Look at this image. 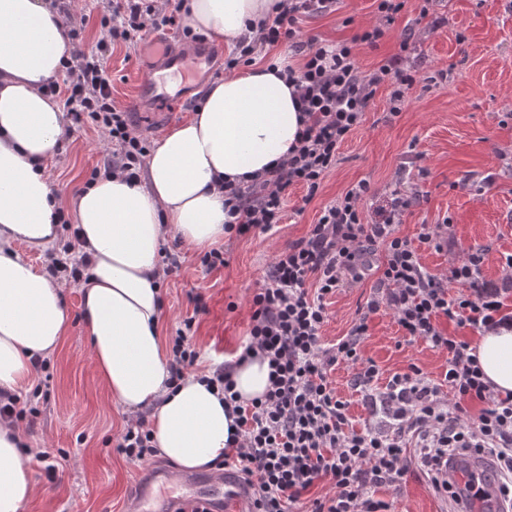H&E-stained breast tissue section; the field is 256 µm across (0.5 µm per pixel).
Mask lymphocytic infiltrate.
Wrapping results in <instances>:
<instances>
[{
    "instance_id": "lymphocytic-infiltrate-1",
    "label": "lymphocytic infiltrate",
    "mask_w": 512,
    "mask_h": 512,
    "mask_svg": "<svg viewBox=\"0 0 512 512\" xmlns=\"http://www.w3.org/2000/svg\"><path fill=\"white\" fill-rule=\"evenodd\" d=\"M110 9L105 38L93 47H79L63 83L51 84L48 91L64 97L76 125L107 130L114 149L101 159L104 173L120 172L136 182L150 144L133 131L129 112L112 101L106 55L114 42L141 38L148 26L143 16L152 6L148 0H112ZM335 10L336 0H277L274 13L241 37L224 62L232 69L252 62L263 47L288 45L301 63L286 68L285 75L297 81L300 109L307 118L296 145L276 167L245 186L225 183L230 216L225 231L239 236L272 231L284 218L289 188L302 187L305 201H312L341 146L363 123L379 86L389 88L390 117L399 116L407 102L416 82L406 64L409 39H402L398 53L365 74L355 47L377 46L384 35L381 27L342 42L302 38L303 17ZM370 194L369 182L362 180L325 206L306 236L274 257L254 291L249 342L241 357L258 354L267 359L265 393L241 403L228 362L214 364L207 376L208 386L223 395L236 426L224 463L237 467L252 488V512H387L373 492L402 482L412 439L418 448L415 461L427 470L436 490L455 501L480 497L486 479L472 473L463 484H450L449 464L492 458L500 501L512 512V393L495 394L468 343L438 325L445 317L478 332L512 326L497 289L483 278L487 250L468 248L449 276L432 274L411 242L398 234L404 213L419 203V195L392 190L368 214L364 202ZM90 266V255L76 242L48 255L49 274L65 275L76 285L86 280ZM371 275L376 278L374 292L358 320L336 344L323 346L327 297ZM384 307L393 311L406 341L421 340L447 352L444 383H435L413 364L394 374L384 392L374 391L380 371L373 361H362L360 347L369 319ZM193 325V318L184 319L172 340L170 388H177L199 359L190 336ZM341 362L358 365L354 386L371 405L381 406L388 419L384 428L348 430V404L330 378ZM474 403L480 406L475 415L470 412ZM324 482L332 486V494L311 497V489Z\"/></svg>"
}]
</instances>
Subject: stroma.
Listing matches in <instances>:
<instances>
[{"instance_id":"stroma-1","label":"stroma","mask_w":512,"mask_h":512,"mask_svg":"<svg viewBox=\"0 0 512 512\" xmlns=\"http://www.w3.org/2000/svg\"><path fill=\"white\" fill-rule=\"evenodd\" d=\"M421 4L409 0L378 47L355 49L358 65L367 73L398 52L404 30L412 31L410 59L417 83L407 105L399 117L387 119L388 90L378 89L362 126L343 144L336 167L312 202H304L302 188L289 189L279 230L271 236L225 237L220 248L228 264L212 270L201 265L200 251L164 237L163 246L182 250L185 261L162 280L161 334L172 336L184 318L194 317L198 370L242 350L248 340L250 299L272 257L303 238L324 206L363 179L380 194L394 188L423 193L420 204L404 215L399 234L416 244L431 273L447 274L464 250L488 246L483 274L490 285L503 289V302L512 311V290L505 287L502 265L503 257L512 254V0H435L434 25L419 19ZM107 6V0H70L69 16L80 44L91 46L103 38ZM377 22L373 0H344L340 10L303 18L300 27L304 34L338 41ZM145 47L142 41L118 43L108 53L112 98L118 107L132 103ZM108 145L100 130L68 126L58 154L46 165L62 206L70 205ZM446 216L451 219L447 245L437 251L420 243L421 225ZM373 286L368 279L327 298L325 344L346 335ZM196 296L203 303L199 311L192 302ZM63 303L68 332L51 355L49 369L31 376L42 390L41 414L24 430L30 450L21 459L34 475L37 494L23 512H131L141 466L117 448L130 417L111 399L88 359L79 287L65 286ZM362 355L380 368L383 383L412 364L439 381L448 365L447 354L426 342L405 343L385 308L369 322ZM356 371L355 365L342 363L330 377L348 402L353 430L362 432L377 418L352 386ZM43 451L49 459H40ZM50 462L57 466L52 479L45 470ZM375 496L390 512H452L454 507L413 466L400 488H380Z\"/></svg>"}]
</instances>
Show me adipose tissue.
<instances>
[{
  "label": "adipose tissue",
  "instance_id": "adipose-tissue-1",
  "mask_svg": "<svg viewBox=\"0 0 512 512\" xmlns=\"http://www.w3.org/2000/svg\"><path fill=\"white\" fill-rule=\"evenodd\" d=\"M276 0H185L183 22L233 42L272 13ZM73 50L50 0H0V390L26 389L34 358L58 348L68 318L63 283L38 272L14 250L58 239V201L44 174L68 121L44 88ZM294 84L264 64L215 81L187 122L164 131L147 161L146 185L99 177L71 204L92 256L80 286L89 356L125 412L154 406L152 444L185 470L222 458L231 423L224 402L194 374L167 387L169 356L160 334L165 234L206 249L224 237V182L248 183L286 156L302 130ZM471 353L493 391L512 392V328L478 336ZM269 366L247 360L232 374L242 401L269 385ZM24 433L0 424V512H23L36 484L20 460Z\"/></svg>",
  "mask_w": 512,
  "mask_h": 512
}]
</instances>
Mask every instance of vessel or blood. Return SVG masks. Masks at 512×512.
<instances>
[{
	"label": "vessel or blood",
	"instance_id": "vessel-or-blood-1",
	"mask_svg": "<svg viewBox=\"0 0 512 512\" xmlns=\"http://www.w3.org/2000/svg\"><path fill=\"white\" fill-rule=\"evenodd\" d=\"M154 59L143 62L135 83L136 104L151 106V113L139 112L137 123L162 125L171 120L172 98L160 78L162 72L189 78L196 75L202 61L214 60L215 48L205 43L184 49L162 36L155 37ZM135 512H249V496L239 471L231 466L208 474L170 475L151 468L136 481Z\"/></svg>",
	"mask_w": 512,
	"mask_h": 512
}]
</instances>
